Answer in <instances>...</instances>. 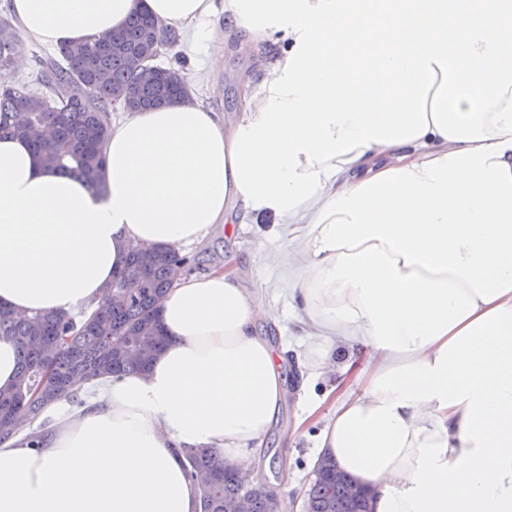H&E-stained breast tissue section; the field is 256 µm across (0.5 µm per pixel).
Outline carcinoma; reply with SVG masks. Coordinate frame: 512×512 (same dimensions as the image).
<instances>
[{"instance_id":"1","label":"carcinoma","mask_w":512,"mask_h":512,"mask_svg":"<svg viewBox=\"0 0 512 512\" xmlns=\"http://www.w3.org/2000/svg\"><path fill=\"white\" fill-rule=\"evenodd\" d=\"M18 35L13 21L0 16V136L26 139L45 167L78 172L101 191L112 108L141 112L190 98L182 71L158 63L163 48L177 43V33L156 29L146 10L132 14L106 48L95 40L60 45L58 59L44 63L37 76L44 94L9 77ZM85 56L95 57L88 71L77 66ZM182 264L193 270L192 261L170 247L132 244L122 269L79 320L60 312L16 316L0 308V336L18 345L17 378L10 389L0 390V438L33 426L50 402L82 404L74 388L79 376L119 378L146 370L167 344L157 302L173 286L171 267ZM116 293L127 294L128 301L113 304ZM186 458L187 477L199 491V512H278L266 485L243 489L214 450L190 449ZM354 482L323 461L307 512H370L371 490L354 497Z\"/></svg>"}]
</instances>
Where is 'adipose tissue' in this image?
Here are the masks:
<instances>
[{
  "label": "adipose tissue",
  "instance_id": "adipose-tissue-1",
  "mask_svg": "<svg viewBox=\"0 0 512 512\" xmlns=\"http://www.w3.org/2000/svg\"><path fill=\"white\" fill-rule=\"evenodd\" d=\"M35 40L97 38L148 10L206 34L213 0H13ZM254 59L238 120L185 100L112 129L105 191L0 138V306L75 312L130 243L201 241L238 215L289 227L301 316L360 345L317 457L373 512H512V0H224ZM273 45L270 56L262 45ZM147 371L79 381L39 447L0 440V512H198L185 451L245 463L282 398L272 315L235 270L180 277Z\"/></svg>",
  "mask_w": 512,
  "mask_h": 512
}]
</instances>
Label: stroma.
Instances as JSON below:
<instances>
[{
    "label": "stroma",
    "instance_id": "1",
    "mask_svg": "<svg viewBox=\"0 0 512 512\" xmlns=\"http://www.w3.org/2000/svg\"><path fill=\"white\" fill-rule=\"evenodd\" d=\"M162 64L182 68L193 97L206 109L231 121L239 110L237 79L253 73L249 59L223 44L180 33L177 44L161 58ZM284 231H272L267 220L216 225L200 243L182 248L195 259L196 274L222 267L233 257L244 288L261 293L273 309L271 342L290 356L284 364V402L276 422L253 453L262 479L281 494L289 512H302L306 492L315 477L310 464L324 418L331 416L329 391L343 381L341 372L306 382L295 354L308 341L307 331L288 296L296 277L284 260Z\"/></svg>",
    "mask_w": 512,
    "mask_h": 512
}]
</instances>
